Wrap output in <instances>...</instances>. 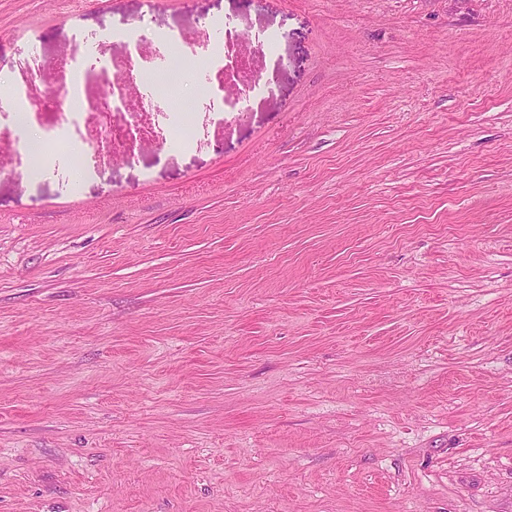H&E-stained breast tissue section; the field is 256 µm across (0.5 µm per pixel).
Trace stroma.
I'll return each mask as SVG.
<instances>
[{"label":"stroma","instance_id":"obj_1","mask_svg":"<svg viewBox=\"0 0 512 512\" xmlns=\"http://www.w3.org/2000/svg\"><path fill=\"white\" fill-rule=\"evenodd\" d=\"M117 28L276 50L175 148L0 141V512H512V0H0V79Z\"/></svg>","mask_w":512,"mask_h":512}]
</instances>
